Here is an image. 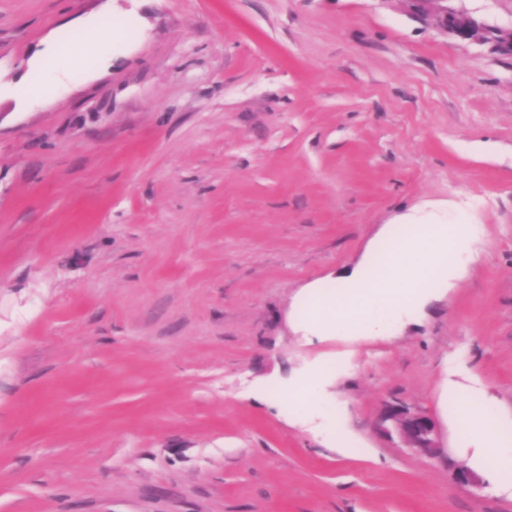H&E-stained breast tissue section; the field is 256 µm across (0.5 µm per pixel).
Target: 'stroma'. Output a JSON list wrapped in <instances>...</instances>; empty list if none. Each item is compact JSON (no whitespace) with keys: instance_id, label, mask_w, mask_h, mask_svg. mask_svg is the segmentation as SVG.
I'll return each mask as SVG.
<instances>
[{"instance_id":"stroma-1","label":"stroma","mask_w":512,"mask_h":512,"mask_svg":"<svg viewBox=\"0 0 512 512\" xmlns=\"http://www.w3.org/2000/svg\"><path fill=\"white\" fill-rule=\"evenodd\" d=\"M451 6L512 29V0ZM104 17L98 70L17 97ZM408 214L484 226L459 287L384 338L303 335L298 296ZM461 349L511 422L494 40L412 0H0V512H512L448 419ZM316 367L326 409L292 422L288 381ZM396 405L434 421V453ZM413 2L418 10L423 9V6L427 3H446L438 8L439 22L446 31L464 39L484 38L476 22L448 8L447 0H413Z\"/></svg>"}]
</instances>
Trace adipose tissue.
I'll return each mask as SVG.
<instances>
[{"instance_id":"adipose-tissue-1","label":"adipose tissue","mask_w":512,"mask_h":512,"mask_svg":"<svg viewBox=\"0 0 512 512\" xmlns=\"http://www.w3.org/2000/svg\"><path fill=\"white\" fill-rule=\"evenodd\" d=\"M95 62L96 55L86 29H74L70 39L61 43L52 57L41 62L36 80L21 84L17 93L23 98L51 95L59 86L65 71L88 70ZM465 371L466 361L463 356H454L448 368V408L467 423L471 438L481 455L496 457L497 489L512 491V437L505 434L500 421L486 415L484 403L471 399L466 393L460 382Z\"/></svg>"}]
</instances>
